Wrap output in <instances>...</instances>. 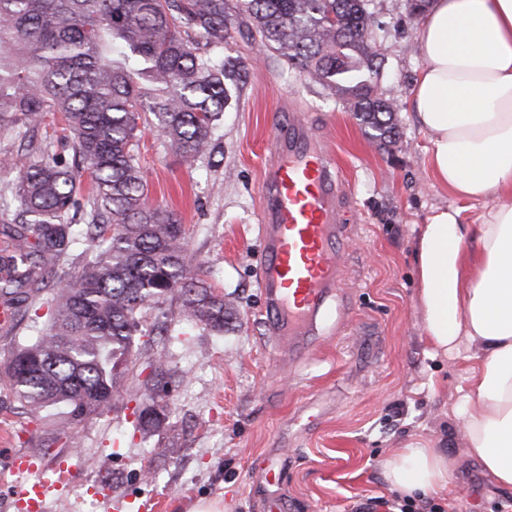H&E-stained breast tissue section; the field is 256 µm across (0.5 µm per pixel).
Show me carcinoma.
<instances>
[{"mask_svg":"<svg viewBox=\"0 0 512 512\" xmlns=\"http://www.w3.org/2000/svg\"><path fill=\"white\" fill-rule=\"evenodd\" d=\"M366 2L0 0V132L20 140L10 187L20 227L0 250V298L13 309L47 308L40 334L15 341L0 365L7 393L55 416L61 434L120 396L119 359L144 307L176 294L184 320L224 332L235 310L185 264L177 217L148 201L140 124L156 128L184 164L211 155L245 73L224 45L245 31L347 101L372 138L395 141L394 108L373 95L386 48ZM43 125L61 126L82 166L38 138ZM76 257L80 268L41 296L46 272ZM144 395L152 401L138 417L145 431L166 407L150 387Z\"/></svg>","mask_w":512,"mask_h":512,"instance_id":"cac0c4a2","label":"carcinoma"}]
</instances>
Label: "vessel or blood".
Masks as SVG:
<instances>
[{"label":"vessel or blood","instance_id":"b4317fda","mask_svg":"<svg viewBox=\"0 0 512 512\" xmlns=\"http://www.w3.org/2000/svg\"><path fill=\"white\" fill-rule=\"evenodd\" d=\"M274 158L261 184L264 257L260 286L278 317V333L288 339L280 362L294 357L298 345L311 343L316 320L340 281L345 267L341 252L340 190L334 158L323 137L300 121L287 136L272 132ZM14 467L33 476L21 497L31 512L60 492L66 466L46 470L35 450L15 455Z\"/></svg>","mask_w":512,"mask_h":512}]
</instances>
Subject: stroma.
Here are the masks:
<instances>
[{"instance_id": "35a3bbf8", "label": "stroma", "mask_w": 512, "mask_h": 512, "mask_svg": "<svg viewBox=\"0 0 512 512\" xmlns=\"http://www.w3.org/2000/svg\"><path fill=\"white\" fill-rule=\"evenodd\" d=\"M373 34L387 47L383 98L395 110L399 136L381 144L366 134L349 105L276 54L235 37L225 54L246 74L219 130L223 150L184 165L162 138L144 128L139 153L151 204L172 211L186 238L185 259L238 314L215 334L179 316L178 297L145 308L139 326L167 327L145 345L135 337L123 395L102 415L57 435L42 415L0 397V512H25L17 500L25 476L16 452L47 447L45 466L67 463L62 497L43 512H110L121 502L139 512H192L218 500L223 512H267L279 497L285 512H395L384 463L398 448L427 443L456 460L445 491L416 495L426 512H512V491L498 486L467 454L459 405L473 366L465 356L434 354L422 337L414 251L433 210L453 205L428 164L429 135L409 108L421 67V14L410 0H370ZM300 117L337 159L344 274L314 348L289 366L275 358L272 318L260 288V186L273 159L272 128ZM163 362L157 400L167 417L142 431L135 411L140 383ZM276 465L279 482L265 470Z\"/></svg>"}]
</instances>
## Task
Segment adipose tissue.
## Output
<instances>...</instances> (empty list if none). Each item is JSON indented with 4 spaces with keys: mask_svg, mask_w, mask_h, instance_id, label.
Wrapping results in <instances>:
<instances>
[{
    "mask_svg": "<svg viewBox=\"0 0 512 512\" xmlns=\"http://www.w3.org/2000/svg\"><path fill=\"white\" fill-rule=\"evenodd\" d=\"M422 68L409 106L429 135L428 162L456 198L415 241L422 334L434 353L477 365L460 403L467 451L512 489V0H429ZM489 202L477 225L464 205ZM454 461L411 444L385 464L400 493L448 487Z\"/></svg>",
    "mask_w": 512,
    "mask_h": 512,
    "instance_id": "ef3b65f1",
    "label": "adipose tissue"
}]
</instances>
